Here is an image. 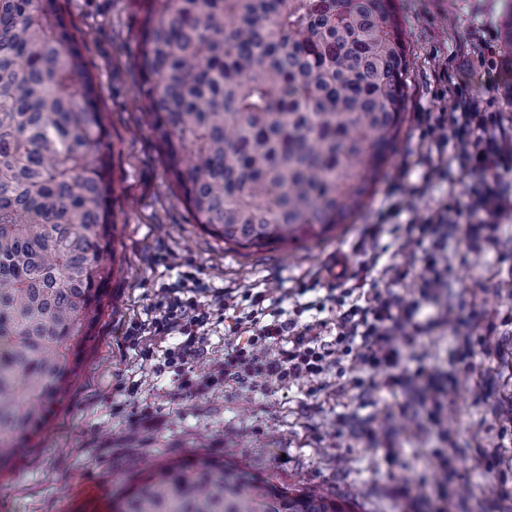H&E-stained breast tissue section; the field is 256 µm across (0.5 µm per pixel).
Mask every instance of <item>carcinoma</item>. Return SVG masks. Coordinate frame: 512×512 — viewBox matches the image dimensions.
<instances>
[{"mask_svg": "<svg viewBox=\"0 0 512 512\" xmlns=\"http://www.w3.org/2000/svg\"><path fill=\"white\" fill-rule=\"evenodd\" d=\"M512 66V0L501 23ZM391 0H146L144 116L195 223L248 249L320 240L373 191L406 110ZM107 130L60 0H0V472L84 367L112 277ZM109 512H352L204 456Z\"/></svg>", "mask_w": 512, "mask_h": 512, "instance_id": "cac0c4a2", "label": "carcinoma"}]
</instances>
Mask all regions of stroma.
Here are the masks:
<instances>
[{"label":"stroma","instance_id":"obj_1","mask_svg":"<svg viewBox=\"0 0 512 512\" xmlns=\"http://www.w3.org/2000/svg\"><path fill=\"white\" fill-rule=\"evenodd\" d=\"M406 34L407 112L366 207L334 237L298 248L240 249L195 224L170 181L139 93L137 0H62L83 43L110 130L117 225L110 302L86 366L52 428L0 474V512H106L112 491L172 456L245 466L275 485L347 497L355 512H512V206L494 224L444 225L425 247L448 264L434 300L420 293L421 250L409 230L448 200L468 207L478 180L453 145L423 137L427 115L467 105L512 130V78L480 80L481 56L502 58V0H394ZM396 207V223L377 214ZM395 285L416 304L420 334L397 337L404 363L437 377L443 409L429 418L416 393L350 352L341 365L271 394L225 377L222 292L266 291L300 322L326 295ZM206 285V353L168 366L172 340L128 339L150 323L177 279Z\"/></svg>","mask_w":512,"mask_h":512}]
</instances>
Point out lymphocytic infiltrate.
<instances>
[{"mask_svg": "<svg viewBox=\"0 0 512 512\" xmlns=\"http://www.w3.org/2000/svg\"><path fill=\"white\" fill-rule=\"evenodd\" d=\"M462 154L480 177L473 211L483 213L484 223H492L504 210L500 184L512 170V140L497 133L485 113L467 112L456 131ZM251 309L237 319L235 332L246 334L245 343L233 345L224 356L225 375L259 377L271 388L289 381L320 375L332 357H344L355 339H362L366 351L360 361L370 368L394 369V385L416 391L431 403L433 412L442 408L440 390L425 369H409L395 338L412 324L413 307L393 291L376 292L365 304H352L336 318V341L324 343L323 323L298 327L283 318L277 302L265 293L250 297ZM159 315L151 322L157 336H172L177 344L169 352L171 361L188 365L204 355L201 338L211 314L194 300L165 294L158 303Z\"/></svg>", "mask_w": 512, "mask_h": 512, "instance_id": "obj_1", "label": "lymphocytic infiltrate"}]
</instances>
